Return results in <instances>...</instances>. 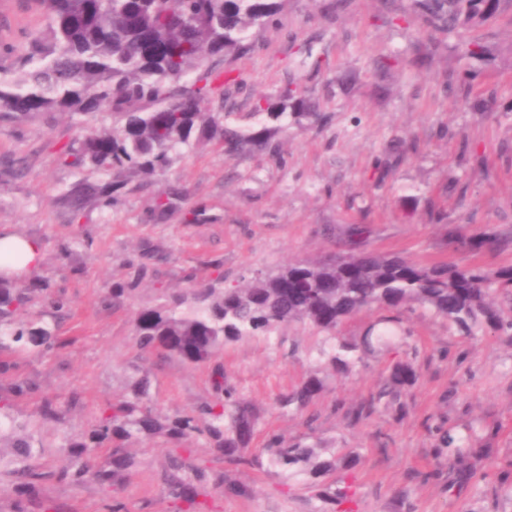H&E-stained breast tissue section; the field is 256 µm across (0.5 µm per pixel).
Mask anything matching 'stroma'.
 Masks as SVG:
<instances>
[{"label": "stroma", "mask_w": 512, "mask_h": 512, "mask_svg": "<svg viewBox=\"0 0 512 512\" xmlns=\"http://www.w3.org/2000/svg\"><path fill=\"white\" fill-rule=\"evenodd\" d=\"M408 0H284L282 24L269 28L255 50L226 61L246 82L236 97L234 125L257 128L255 94L275 93L288 78L318 95L337 71L357 77L354 88L328 103L326 123L289 122L274 137L276 152L225 157L218 145L182 148L162 175L133 181L117 206H87L72 215L61 203L80 181L101 173L58 160L72 137L64 116L37 114L16 123L0 119V166L18 172L0 181V233L43 244L34 294L23 319L56 325L64 349L18 356L0 373V393L19 379L35 383L13 399L12 412L29 424L42 448L33 465L59 469L67 455L61 435L79 437L100 407L125 396L135 379L149 381L150 405L162 417L196 409L212 397L214 367L258 419L253 447L268 436L288 444L345 454L356 448L353 469L337 470L351 484L355 512H512V330L465 334L429 310L372 307L330 333L301 322L269 336L228 343L213 364L192 366L142 349L134 319L191 288L232 287L254 274L300 260H322L360 247L430 265L512 267V8L472 29L443 34L407 14ZM47 33L42 0H0V75L9 74L31 38ZM477 38L494 57L482 85L465 97L448 89L463 65L455 46ZM394 58L386 79L380 62ZM175 189L182 211L167 219L150 212L155 199ZM199 219H191V211ZM497 239L495 249L459 250L448 232ZM120 304L108 303L113 286ZM67 302L64 316L51 306ZM392 326L395 340L361 351L370 328ZM356 345L348 373L328 364L339 342ZM411 360L415 384L389 408L355 418L387 381L393 363ZM320 373L325 386L306 407L281 406V394ZM61 409L59 420L38 417L42 400ZM465 441L470 432L492 452L480 479L454 485L453 458L436 456L440 431ZM188 445L241 495L212 493L208 512H331L313 479L302 472L270 476L257 467L217 459L205 437ZM137 465L112 491L87 481L38 485L29 512L42 504L57 512H108L112 500L129 512H174L163 475L172 446L165 439L128 446Z\"/></svg>", "instance_id": "obj_1"}]
</instances>
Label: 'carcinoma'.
Here are the masks:
<instances>
[{
    "mask_svg": "<svg viewBox=\"0 0 512 512\" xmlns=\"http://www.w3.org/2000/svg\"><path fill=\"white\" fill-rule=\"evenodd\" d=\"M48 37L37 36L16 62L10 77H0V117L24 120L34 114L82 116L78 132L61 148L64 162L74 168L92 167L108 177L100 185L78 183L63 203L78 213L85 206L110 207L115 193L135 176L163 173L179 150L215 142L235 156L270 147L276 130L262 126L241 132L227 123L233 114L232 90L244 82L216 66L226 57L252 51L260 33L274 24L283 0H43ZM500 0H410L409 11L429 28L451 31L485 20ZM461 56L489 62V48L479 40H463ZM478 69L459 72L454 91L469 95ZM217 98L222 112H205L201 103ZM106 109L113 126L98 128L86 118ZM282 121L293 117L320 121L316 103L305 92L285 85L275 97L254 98L252 117ZM177 193L160 196L153 213L165 218L180 210ZM512 288V268L489 271L479 265H421L400 256L338 253L324 261L302 260L269 274L258 275L236 288H192L168 305L144 308L135 317L138 343L145 349L175 356L191 365L212 361L224 344L244 336L274 333L291 322H305L332 331L357 312L373 306L399 309L417 304L461 331L482 323L493 330L512 329L489 299L493 287ZM49 285L32 281L20 287L0 281V373L15 366L14 357L48 352L62 346L56 328L45 322L17 319L30 294ZM355 346L341 343L330 359L339 373L349 371ZM417 371L408 360L391 367L388 387L367 409L414 384ZM214 398L196 413L165 419L149 401L147 379L132 382L128 394L108 403L81 438L63 437L68 465L41 471L30 464L34 443L28 424L10 414L0 398V443L12 449L0 453V467H10L15 490L22 497L44 480L80 483L89 478L104 489L120 483L134 465L127 451L132 439L163 437L174 445L165 484L178 512H205L200 499L208 489L239 494L198 461L184 442L204 434L212 452L236 466L268 464L281 472L326 477L356 460L349 452L326 456L315 448L286 445L272 436L253 451L255 414L245 399L224 386V372L215 370ZM323 388L314 372L291 393L281 397L287 407L306 406ZM104 450L105 462L90 466L92 452ZM326 493L340 512H354V493L331 483Z\"/></svg>",
    "mask_w": 512,
    "mask_h": 512,
    "instance_id": "cac0c4a2",
    "label": "carcinoma"
}]
</instances>
